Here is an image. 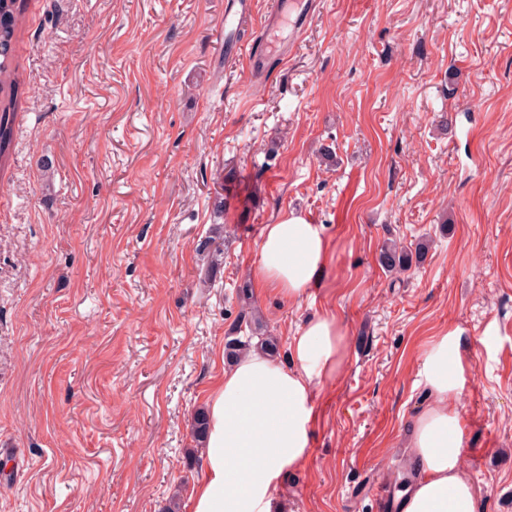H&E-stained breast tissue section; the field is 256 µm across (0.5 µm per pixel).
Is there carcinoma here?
Segmentation results:
<instances>
[{"mask_svg":"<svg viewBox=\"0 0 512 512\" xmlns=\"http://www.w3.org/2000/svg\"><path fill=\"white\" fill-rule=\"evenodd\" d=\"M23 7L24 0H0V163L9 154L17 107L19 83L12 67V52L16 25ZM430 245L431 240L428 238L421 239L413 249L397 242H388L380 250L379 265L389 273H405L412 267L413 262L424 259ZM244 328L248 329L246 336H237L225 343L227 358L236 359L242 356L251 346L254 331L258 330L255 320L245 310L239 313L235 330L240 333ZM207 429V413L199 409L192 419V432L198 442H205Z\"/></svg>","mask_w":512,"mask_h":512,"instance_id":"1","label":"carcinoma"}]
</instances>
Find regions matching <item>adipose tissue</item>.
Masks as SVG:
<instances>
[{"mask_svg":"<svg viewBox=\"0 0 512 512\" xmlns=\"http://www.w3.org/2000/svg\"><path fill=\"white\" fill-rule=\"evenodd\" d=\"M329 257L324 225L293 215L265 225L252 280L291 301L315 287ZM344 334L332 314L298 326L280 362L254 349L224 370L211 395L210 429L193 512H271L285 470L310 454L315 389L342 363ZM421 375L428 400L408 438L417 465L402 493L401 512H478L479 491L462 467L464 422L455 402L468 369L461 328L432 337Z\"/></svg>","mask_w":512,"mask_h":512,"instance_id":"adipose-tissue-1","label":"adipose tissue"}]
</instances>
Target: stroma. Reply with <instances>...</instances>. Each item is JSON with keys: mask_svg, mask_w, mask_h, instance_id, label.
Masks as SVG:
<instances>
[{"mask_svg": "<svg viewBox=\"0 0 512 512\" xmlns=\"http://www.w3.org/2000/svg\"><path fill=\"white\" fill-rule=\"evenodd\" d=\"M227 0H26L0 166V512H192L189 421L265 225L326 227L278 339L337 316L308 460L272 512H376L415 475L421 353L459 327L479 512H512V0H317L289 57H224ZM334 156H321L320 147ZM433 245L401 278L384 243ZM222 265L207 267L212 248Z\"/></svg>", "mask_w": 512, "mask_h": 512, "instance_id": "stroma-1", "label": "stroma"}]
</instances>
